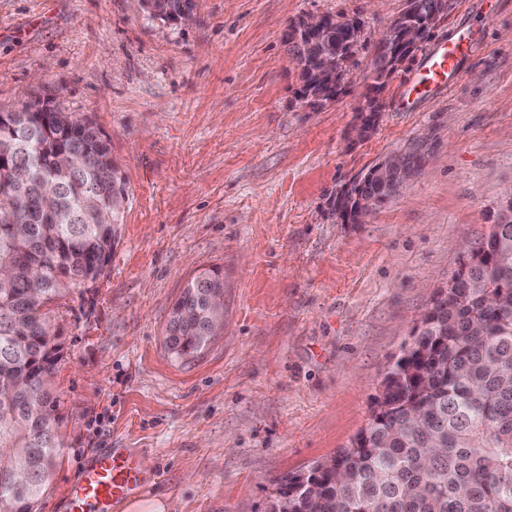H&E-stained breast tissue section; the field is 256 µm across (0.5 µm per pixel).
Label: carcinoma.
Instances as JSON below:
<instances>
[{
  "label": "carcinoma",
  "mask_w": 512,
  "mask_h": 512,
  "mask_svg": "<svg viewBox=\"0 0 512 512\" xmlns=\"http://www.w3.org/2000/svg\"><path fill=\"white\" fill-rule=\"evenodd\" d=\"M163 20L189 15L191 0H145ZM337 79L318 78V59L336 51V32H319L305 50L288 35L299 68V96L311 106L345 89L362 25L352 24ZM388 46L374 45L373 81ZM30 99L0 112V512H33L58 448V399L50 382L61 345L48 304L105 276L120 233L116 193L126 183L108 140L93 122L54 101ZM423 144L401 153L409 173L422 167ZM394 183L369 179L359 196L386 202ZM224 293L216 269L194 277L175 302L166 347L194 359L224 319L212 297ZM426 328L388 369L369 426L307 476L282 484L269 512H512V197L487 235L460 260ZM316 485L312 494L306 486Z\"/></svg>",
  "instance_id": "1"
}]
</instances>
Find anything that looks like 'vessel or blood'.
Listing matches in <instances>:
<instances>
[{"mask_svg":"<svg viewBox=\"0 0 512 512\" xmlns=\"http://www.w3.org/2000/svg\"><path fill=\"white\" fill-rule=\"evenodd\" d=\"M467 53V44L460 41L441 45L431 55L425 76L410 84V92L427 96L449 76L459 75ZM148 479L138 456L110 449L96 451L65 488L68 512H112L113 503L136 492Z\"/></svg>","mask_w":512,"mask_h":512,"instance_id":"b4317fda","label":"vessel or blood"}]
</instances>
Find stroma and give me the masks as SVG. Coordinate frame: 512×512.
<instances>
[{
    "label": "stroma",
    "instance_id": "35a3bbf8",
    "mask_svg": "<svg viewBox=\"0 0 512 512\" xmlns=\"http://www.w3.org/2000/svg\"><path fill=\"white\" fill-rule=\"evenodd\" d=\"M404 0H194L167 22L132 0H0V112L52 98L109 137L127 187L106 275L51 304L62 448L38 512H66L89 453L139 454L137 497L168 512H268L281 485L350 447L386 370L512 194V0L452 11L379 92L372 47ZM363 23L344 94L310 106L284 41L306 15ZM456 82L408 98L439 43ZM421 172L358 224L337 195L412 142ZM224 274V330L192 361L174 303Z\"/></svg>",
    "mask_w": 512,
    "mask_h": 512
}]
</instances>
